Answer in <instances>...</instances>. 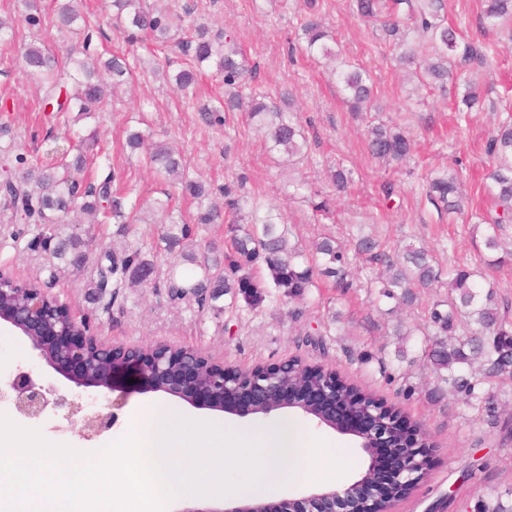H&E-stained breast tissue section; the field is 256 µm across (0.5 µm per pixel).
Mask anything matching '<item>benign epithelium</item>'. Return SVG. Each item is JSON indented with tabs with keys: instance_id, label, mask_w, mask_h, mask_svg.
<instances>
[{
	"instance_id": "obj_1",
	"label": "benign epithelium",
	"mask_w": 512,
	"mask_h": 512,
	"mask_svg": "<svg viewBox=\"0 0 512 512\" xmlns=\"http://www.w3.org/2000/svg\"><path fill=\"white\" fill-rule=\"evenodd\" d=\"M27 336L41 357L51 351L47 363L68 381L79 387L114 390L135 380L142 391H164L196 405L201 401L214 410H234V403L245 404L250 414L269 415L271 411L294 409L340 432L359 439V447H379L398 433L408 439L409 451H398L390 458V478L375 471L369 479H360L349 487H322L311 490L300 499H283L288 512H351L349 502L356 498L359 512H378L388 504L386 512L406 494L414 492L429 471L434 445L419 423H412L378 399L366 400L358 411L346 409L339 380L314 384L297 397L284 399L281 383L282 365H258L238 372L233 385L224 383V363L187 347L156 344L147 348L115 345L102 338L101 331L87 320L78 321L67 306L56 302L50 288H22L19 300L9 305L0 303V322ZM52 390L37 383L28 372L16 374L0 386V398L10 400L25 417L38 418L48 408ZM66 407L71 415L82 408L65 397L53 402ZM115 413H96L81 417V431L101 434L110 428ZM181 512H262L258 503L241 502L234 506L193 507Z\"/></svg>"
}]
</instances>
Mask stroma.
I'll use <instances>...</instances> for the list:
<instances>
[{
  "instance_id": "stroma-1",
  "label": "stroma",
  "mask_w": 512,
  "mask_h": 512,
  "mask_svg": "<svg viewBox=\"0 0 512 512\" xmlns=\"http://www.w3.org/2000/svg\"><path fill=\"white\" fill-rule=\"evenodd\" d=\"M449 25L464 38L485 44L487 66L478 74L480 103L463 111L455 89L420 86L397 61L399 50L379 26L361 19L352 0H324L323 20L353 65L367 71L375 90L372 118L399 125L414 141L405 163L387 167L371 157L366 124L348 112L344 93L323 62L304 56L289 59L284 40L304 18V0H204L196 18L211 30H233L250 61L259 67L251 90L278 97L289 92L292 108L309 123L310 149L294 162L269 152L265 138L242 114L223 125H209L204 105L223 96V85L212 76L201 80L199 99L185 101L163 79L138 81L118 89L107 111L79 121L84 133L98 132L99 144L112 163L125 169L129 189L145 200L160 197L162 185L126 146L128 131L141 130L153 140L179 148L193 176L218 186L244 177V190L260 205L275 204L298 234L302 245L329 235L346 252L358 238L369 237L388 253L413 245L425 248L440 267L461 266L486 271L498 298L512 318V257L487 266L483 247V216L495 205L485 192L490 158L485 145L501 122L512 118V28L481 24L482 0H445ZM12 46L0 45V124L16 130L15 153L32 156L48 149H68L60 121L38 110L40 96L20 73L24 44L37 41L63 55L65 44L56 29L29 27L15 20ZM350 172L346 193H336L331 170ZM459 171L465 200L457 213H447L427 195L430 176ZM393 194H386V187ZM326 211H317L319 202ZM152 209L142 221L118 234L116 225L94 227L96 240L85 246L81 268L63 267L50 277L46 254L29 249L35 227L12 222L0 208V269L20 282L52 281L51 292L79 317L99 326L105 340L131 347L158 343L193 347L225 364L247 370L259 363L293 357L309 365L335 368L339 375L423 424L436 446L437 461L421 487L396 504V512H465L489 488L512 487V435L468 413L421 361L419 327L425 307L445 296L446 288L417 289L415 306L388 312L368 292L377 268L355 261L353 286L342 290L321 281L315 300L307 305L270 299L250 311L230 306L200 305L186 295L171 301L165 288L169 264L158 256L151 284L120 289L114 300L97 299L87 283L94 275L101 249L142 247L150 251L159 231ZM27 371L58 394L82 405L84 412H116L112 429L85 436L66 410H50L30 420L50 440L96 451L126 435L132 411L149 403L151 393H121L75 386L55 372L33 349L26 336L0 325V383ZM412 395H405V388Z\"/></svg>"
}]
</instances>
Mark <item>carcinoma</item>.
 I'll return each mask as SVG.
<instances>
[{
	"instance_id": "cac0c4a2",
	"label": "carcinoma",
	"mask_w": 512,
	"mask_h": 512,
	"mask_svg": "<svg viewBox=\"0 0 512 512\" xmlns=\"http://www.w3.org/2000/svg\"><path fill=\"white\" fill-rule=\"evenodd\" d=\"M51 23L72 44L70 53L59 60L48 49L31 44L21 54V67L31 84L42 93L44 106L52 107L57 116L68 119V113L90 115L108 105L107 85L97 72L98 55L91 51L93 33L101 29V21L83 11V0H52ZM165 9L157 10L146 0H112V15L108 24L113 31L134 44L151 40L167 46L175 39L174 20L189 17L196 5H181L178 0H167ZM27 24L43 23L42 0H19ZM306 16L287 51H299L311 57H321L331 64V70L346 93L350 111L367 121V142L371 156L390 166L405 162L412 150L413 140L401 128L376 123L367 112L374 107L369 75L343 62L342 51L332 45L334 39L324 25L320 0H306ZM353 8L364 19L380 22L383 34L401 48L399 63L415 68L422 83L443 87L448 80L462 90L463 104L471 108L478 104L480 95L476 74L487 63L484 47L476 42L462 41L453 28L441 17L443 0H355ZM481 23L491 27L512 23V0H485ZM417 32L430 54L422 57L409 45L407 30ZM188 63L168 72L153 64L150 72L163 75L184 99L196 94L199 76L211 71L224 83V99L205 109L208 123L222 121L221 114L244 112L248 119L257 120L271 152L289 159L308 151V139L298 115L290 111L288 93L280 102L263 97H245L241 88L257 66L251 64L234 35L222 30L211 33L198 25L178 41ZM112 88L120 87L134 78L135 67L124 56L114 55L105 63ZM17 137L7 125L0 126V205L11 212L12 220L41 227L30 244L43 242L54 259L80 253L84 240L77 233L60 236L59 227L75 223L71 214L80 211L93 217L96 224L114 222L124 233L128 226L140 220L143 202L140 198L125 201L114 195L113 184L122 179L120 171H112L101 178H93L92 162L84 153L87 138L78 130L72 131L71 141L77 154L54 151L52 157L31 160L12 157ZM149 136L133 131L126 145L133 151L144 149L139 156L141 165L154 177L180 190L182 197L197 203V212L186 220L173 196L152 205L161 215L163 224L155 251L171 254L190 238L191 224L224 225L225 249L223 260H197L201 274L192 282L169 278L171 297L180 299L188 293L195 295L202 305L230 296V305L242 303L250 309L262 305L272 288L290 301L307 302L318 287L319 279L331 278L335 287H352L351 262L336 246L335 238L328 236L315 244L312 255H307L291 241L290 225L283 213L270 206L264 212L249 207V200L238 193L232 183L214 190L192 177L180 154L163 142L149 145ZM486 152L493 160L488 173L487 193L498 211L486 224L484 247L497 252L503 247L500 236L502 225L512 223V121L501 123L486 143ZM429 197L442 204L444 210L461 208L462 196L458 174L443 173L429 184ZM376 243L363 238L356 246L355 256L369 255V260L382 267L371 281L379 295L396 301L397 305H413L411 289L431 288L442 284L443 271L432 263L423 247H407L400 255L375 251ZM155 264L145 259L139 248L121 251H101L96 277L89 281L94 294L102 299L110 288H135L146 284ZM476 271L466 267L448 269V296L432 301L427 308L428 330L422 332L423 354L435 371H448V389L460 396L463 406L474 409L487 418L490 425L499 421L498 406L491 398L478 392L486 381L504 374H512V321L502 313L497 302L495 284L477 281ZM326 374L311 375L288 367L286 383H309L325 379ZM340 389L350 409H355L366 394L357 386L340 382ZM473 512H512V499L491 490L474 505Z\"/></svg>"
}]
</instances>
